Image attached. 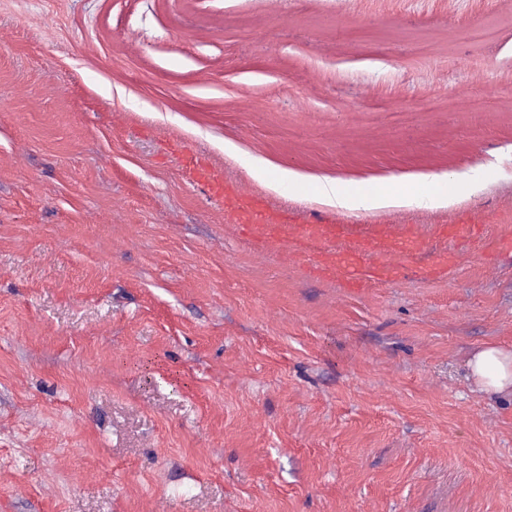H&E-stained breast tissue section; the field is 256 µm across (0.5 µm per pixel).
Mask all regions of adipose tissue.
I'll return each instance as SVG.
<instances>
[{"mask_svg":"<svg viewBox=\"0 0 512 512\" xmlns=\"http://www.w3.org/2000/svg\"><path fill=\"white\" fill-rule=\"evenodd\" d=\"M248 166L252 176L271 189H278L280 184L285 183L299 196L311 189L320 203L337 209L377 211L399 206L436 209L446 207L452 201L448 193L451 182L435 175L427 176L425 191L398 193L388 188L374 190L329 178L318 180L311 187L303 176L291 170L284 169L277 175H270L266 162L258 158L249 159ZM470 368L476 384L482 390L504 392L512 389V350L485 347L473 355Z\"/></svg>","mask_w":512,"mask_h":512,"instance_id":"obj_1","label":"adipose tissue"}]
</instances>
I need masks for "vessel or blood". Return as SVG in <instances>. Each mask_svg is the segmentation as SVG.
<instances>
[{
    "label": "vessel or blood",
    "instance_id": "vessel-or-blood-1",
    "mask_svg": "<svg viewBox=\"0 0 512 512\" xmlns=\"http://www.w3.org/2000/svg\"><path fill=\"white\" fill-rule=\"evenodd\" d=\"M232 208L236 224L266 245L285 254L305 252L315 270L341 277L355 287L395 279L418 251L417 237L405 224L377 225L372 233L337 250L333 244L345 237L344 225L285 224L279 215L261 209L251 203L249 196L240 194L233 196ZM459 261L457 254L439 252L421 266L420 272L426 277L441 276Z\"/></svg>",
    "mask_w": 512,
    "mask_h": 512
}]
</instances>
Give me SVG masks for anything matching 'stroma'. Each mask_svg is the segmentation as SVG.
Returning a JSON list of instances; mask_svg holds the SVG:
<instances>
[{"mask_svg":"<svg viewBox=\"0 0 512 512\" xmlns=\"http://www.w3.org/2000/svg\"><path fill=\"white\" fill-rule=\"evenodd\" d=\"M248 157L487 178L347 212ZM196 166L424 248L349 292L239 233ZM452 210L481 237L438 238ZM508 234L512 0H0V512H512V394L468 368L512 348ZM435 250L459 264L421 275ZM248 166L252 176L266 184L273 190H277L283 183H288L296 195H304L307 192V181L300 174L292 170H281L276 175L275 179L269 176L268 165L265 161L258 158H251L248 161Z\"/></svg>","mask_w":512,"mask_h":512,"instance_id":"obj_1","label":"stroma"}]
</instances>
